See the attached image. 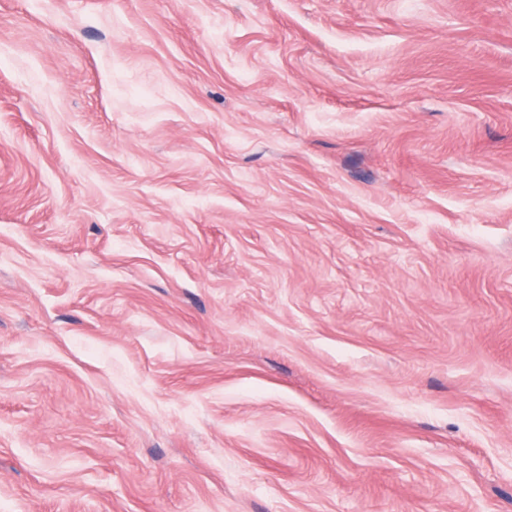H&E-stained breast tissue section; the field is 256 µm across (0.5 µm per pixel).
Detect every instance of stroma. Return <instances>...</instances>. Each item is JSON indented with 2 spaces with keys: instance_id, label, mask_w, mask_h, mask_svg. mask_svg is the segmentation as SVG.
I'll use <instances>...</instances> for the list:
<instances>
[{
  "instance_id": "obj_1",
  "label": "stroma",
  "mask_w": 512,
  "mask_h": 512,
  "mask_svg": "<svg viewBox=\"0 0 512 512\" xmlns=\"http://www.w3.org/2000/svg\"><path fill=\"white\" fill-rule=\"evenodd\" d=\"M0 512H512V0H0Z\"/></svg>"
}]
</instances>
